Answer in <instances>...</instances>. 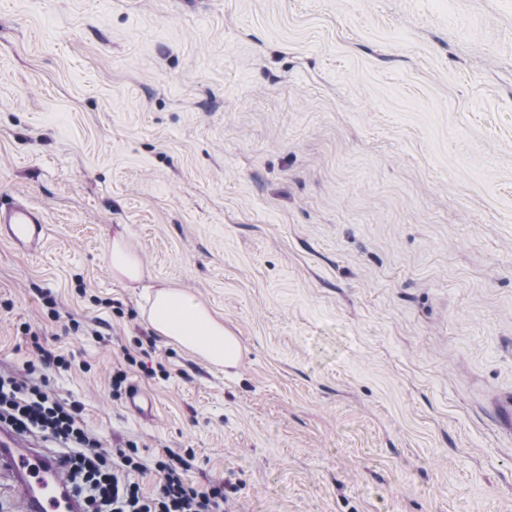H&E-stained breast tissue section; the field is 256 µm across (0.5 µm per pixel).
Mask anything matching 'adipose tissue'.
Listing matches in <instances>:
<instances>
[{
    "instance_id": "1",
    "label": "adipose tissue",
    "mask_w": 512,
    "mask_h": 512,
    "mask_svg": "<svg viewBox=\"0 0 512 512\" xmlns=\"http://www.w3.org/2000/svg\"><path fill=\"white\" fill-rule=\"evenodd\" d=\"M143 316L157 335L209 364L231 368L242 358L241 343L222 318L177 284L165 283L149 293Z\"/></svg>"
}]
</instances>
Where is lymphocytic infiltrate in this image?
Returning <instances> with one entry per match:
<instances>
[{"label": "lymphocytic infiltrate", "instance_id": "1", "mask_svg": "<svg viewBox=\"0 0 512 512\" xmlns=\"http://www.w3.org/2000/svg\"><path fill=\"white\" fill-rule=\"evenodd\" d=\"M34 371L29 365L21 374H0V422L56 445L85 512H228L233 483H188L185 475L194 459L190 450L182 455L167 448L158 451L150 467L160 479L152 493H145L136 477L150 467L137 444L103 447L88 432L81 403L56 398L44 381L34 378Z\"/></svg>", "mask_w": 512, "mask_h": 512}]
</instances>
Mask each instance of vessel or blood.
<instances>
[{
  "label": "vessel or blood",
  "mask_w": 512,
  "mask_h": 512,
  "mask_svg": "<svg viewBox=\"0 0 512 512\" xmlns=\"http://www.w3.org/2000/svg\"><path fill=\"white\" fill-rule=\"evenodd\" d=\"M0 239L17 251L34 253L46 240L42 216L22 203L0 204ZM496 425L512 439V393L492 401ZM58 454L0 424V476H6L19 500L20 512H83V501L65 482Z\"/></svg>",
  "instance_id": "vessel-or-blood-1"
}]
</instances>
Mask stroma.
I'll use <instances>...</instances> for the list:
<instances>
[{"instance_id": "stroma-1", "label": "stroma", "mask_w": 512, "mask_h": 512, "mask_svg": "<svg viewBox=\"0 0 512 512\" xmlns=\"http://www.w3.org/2000/svg\"><path fill=\"white\" fill-rule=\"evenodd\" d=\"M14 200L47 240L0 239V371L66 356L103 447L193 449L231 512H512V0H0ZM118 232L236 369L153 336ZM110 262L113 273L122 280L141 284L145 279H150L144 259L129 248L121 235L112 238ZM492 404L496 425L512 440V393L496 395Z\"/></svg>"}]
</instances>
